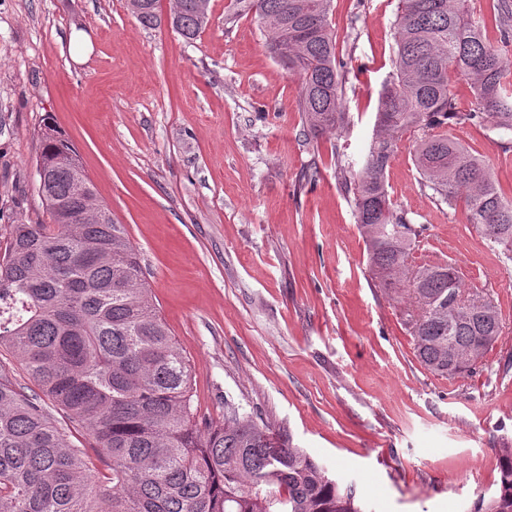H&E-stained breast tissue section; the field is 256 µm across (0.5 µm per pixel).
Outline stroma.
<instances>
[{
    "label": "stroma",
    "mask_w": 512,
    "mask_h": 512,
    "mask_svg": "<svg viewBox=\"0 0 512 512\" xmlns=\"http://www.w3.org/2000/svg\"><path fill=\"white\" fill-rule=\"evenodd\" d=\"M210 0L196 40L143 27L127 0H0V252L9 224H45L36 157L45 125L78 151L100 199L139 249L153 301L192 366L193 409L253 414L305 449L363 512H471L512 441V264L433 202L401 134L389 192L424 232L412 265L447 260L498 306L504 331L473 373L417 361L403 298L366 269L353 194L379 95L394 71L399 0H333L352 69L338 141L310 142L297 76L254 16ZM87 47L76 53L73 38ZM512 191V151L482 127L451 129ZM316 168L314 183L300 184Z\"/></svg>",
    "instance_id": "35a3bbf8"
}]
</instances>
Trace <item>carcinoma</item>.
I'll return each instance as SVG.
<instances>
[{
  "instance_id": "obj_1",
  "label": "carcinoma",
  "mask_w": 512,
  "mask_h": 512,
  "mask_svg": "<svg viewBox=\"0 0 512 512\" xmlns=\"http://www.w3.org/2000/svg\"><path fill=\"white\" fill-rule=\"evenodd\" d=\"M132 14L145 28L161 25L160 0H138ZM176 4L170 26L187 40L208 22L197 0ZM332 0H229L225 22L253 14L278 62L300 82L296 107L304 136L339 133L346 63L329 20ZM502 46L487 42L465 0H400L395 59L383 86L375 134L362 168L348 177L376 286L408 285L405 326L419 362L455 376L498 342V307L486 312L448 299L469 294L449 262L412 267L424 228L397 208L386 170L399 135L421 132L415 165L421 188L438 205L463 202L468 224L512 262V200L484 162L448 135V127L480 125L512 143V0H498ZM470 81L472 108L459 107L453 83ZM80 161L52 125L40 138L36 169L57 174L39 193L50 224H11L0 253V349L72 424L112 460L111 485L90 486L81 449L41 402L0 372V512H363L354 489L341 485L302 448L238 409L200 422L192 410V369L152 299L140 253L126 226L65 224L75 184L64 164ZM498 488L472 512H512V442L495 449ZM275 468L277 480L257 488Z\"/></svg>"
}]
</instances>
